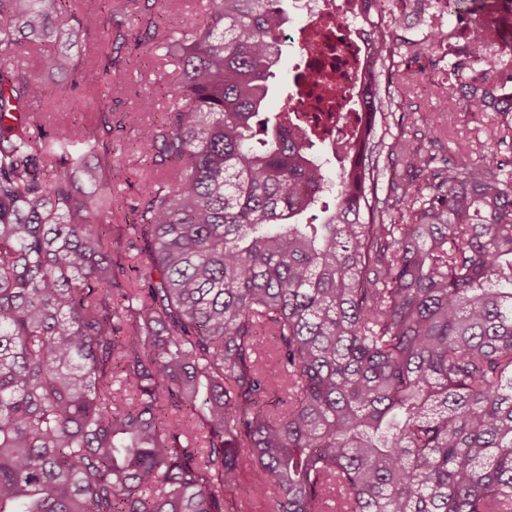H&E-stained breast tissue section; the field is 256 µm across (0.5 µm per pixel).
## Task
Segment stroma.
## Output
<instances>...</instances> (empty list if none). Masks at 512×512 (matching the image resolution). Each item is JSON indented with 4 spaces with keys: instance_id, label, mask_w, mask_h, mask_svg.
<instances>
[{
    "instance_id": "obj_1",
    "label": "stroma",
    "mask_w": 512,
    "mask_h": 512,
    "mask_svg": "<svg viewBox=\"0 0 512 512\" xmlns=\"http://www.w3.org/2000/svg\"><path fill=\"white\" fill-rule=\"evenodd\" d=\"M128 0H68L73 17L85 10L102 12L126 10L127 44L121 52L128 86L125 93L113 94L111 78L102 79L96 93L97 109L72 111L69 104L73 74L69 71L37 70L46 95L41 103V120L46 128L78 126L92 130L96 115L111 113L122 129L112 138L120 159V168L112 180L113 194L122 196L127 206L136 205L158 175L145 165L135 148L142 126L162 123L167 105V89L178 73L176 62L167 55L165 41L169 34L190 28L200 22L196 0H165L156 10L159 31L155 37L144 35L135 13L129 12ZM386 17L397 18L401 36L426 44L427 51L418 60L404 61L393 75L382 78V92L394 95L405 119L391 118L385 143L395 138L413 140L427 128H435L436 138L428 143L431 153L450 157L458 144L470 146L474 156L498 153L512 158V130L503 114L494 106L485 112L471 114L464 105H452L448 92V46L435 41L438 22L431 11L419 10L415 0H387Z\"/></svg>"
}]
</instances>
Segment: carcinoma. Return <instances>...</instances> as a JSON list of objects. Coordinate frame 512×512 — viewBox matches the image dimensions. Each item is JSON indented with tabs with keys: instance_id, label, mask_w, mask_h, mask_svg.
I'll return each instance as SVG.
<instances>
[{
	"instance_id": "carcinoma-1",
	"label": "carcinoma",
	"mask_w": 512,
	"mask_h": 512,
	"mask_svg": "<svg viewBox=\"0 0 512 512\" xmlns=\"http://www.w3.org/2000/svg\"><path fill=\"white\" fill-rule=\"evenodd\" d=\"M65 0H0V512H512L510 159L435 171L378 196L380 77L423 47L380 12L367 120L346 137L334 204L311 152L330 131L264 111L282 0H208L168 48L180 70L140 151L163 178L112 237V113L50 132L19 48L67 25ZM446 39L468 87L512 49V10L469 0ZM112 52L72 65L81 94L124 87V19L76 31ZM336 77L294 76L331 99ZM396 208L405 223L388 224Z\"/></svg>"
}]
</instances>
